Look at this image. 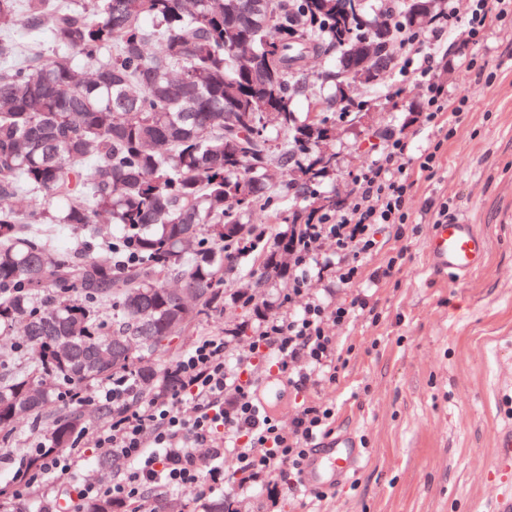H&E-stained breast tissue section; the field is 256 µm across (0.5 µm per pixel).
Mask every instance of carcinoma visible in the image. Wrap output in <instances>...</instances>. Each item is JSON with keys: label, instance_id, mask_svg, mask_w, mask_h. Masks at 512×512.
Returning a JSON list of instances; mask_svg holds the SVG:
<instances>
[{"label": "carcinoma", "instance_id": "obj_1", "mask_svg": "<svg viewBox=\"0 0 512 512\" xmlns=\"http://www.w3.org/2000/svg\"><path fill=\"white\" fill-rule=\"evenodd\" d=\"M331 2L251 11L245 0H0V338L17 324L24 333V351L0 374V430L23 412L42 415L56 397L49 382L80 388L130 372L148 395L177 388L178 374L157 357L224 306V262L259 245L254 228L249 239L225 229L291 199L290 234L262 258L263 275L282 272L279 256L321 199L322 177L295 173L315 165L336 114L351 122L373 100L351 95L359 61L350 49L383 73L392 23L422 28L447 10L440 0L416 22L419 0H340L339 11ZM16 20L25 53L7 27ZM312 56L328 62L314 79ZM316 84L302 119L294 103ZM273 160L288 176L279 187L267 184ZM35 190L64 207L10 205ZM102 215L119 236H107ZM60 228L86 246L59 250L50 230ZM128 336L146 337L143 355L119 344ZM88 424L81 408L51 420L52 450ZM83 512L125 510L98 499Z\"/></svg>", "mask_w": 512, "mask_h": 512}]
</instances>
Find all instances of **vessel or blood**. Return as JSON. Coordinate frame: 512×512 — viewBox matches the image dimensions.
I'll return each mask as SVG.
<instances>
[{"label": "vessel or blood", "instance_id": "1", "mask_svg": "<svg viewBox=\"0 0 512 512\" xmlns=\"http://www.w3.org/2000/svg\"><path fill=\"white\" fill-rule=\"evenodd\" d=\"M489 240L463 213L441 218L432 226L427 254L432 270L440 276L461 279L481 269L489 255ZM363 459L355 433L341 432L322 438L307 460L303 486L325 491L347 479ZM492 470L499 481L493 489V512H512V428L500 429L494 438Z\"/></svg>", "mask_w": 512, "mask_h": 512}]
</instances>
